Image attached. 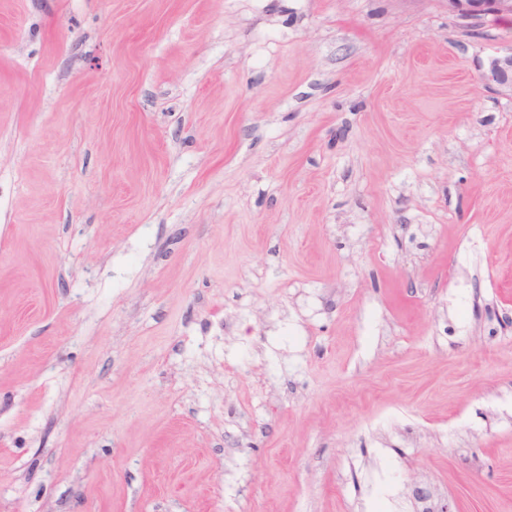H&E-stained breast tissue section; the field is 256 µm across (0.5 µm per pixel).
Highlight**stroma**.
Returning <instances> with one entry per match:
<instances>
[{
	"label": "stroma",
	"instance_id": "stroma-1",
	"mask_svg": "<svg viewBox=\"0 0 512 512\" xmlns=\"http://www.w3.org/2000/svg\"><path fill=\"white\" fill-rule=\"evenodd\" d=\"M511 51L0 0V512H512ZM488 79L512 92V51L492 60Z\"/></svg>",
	"mask_w": 512,
	"mask_h": 512
}]
</instances>
